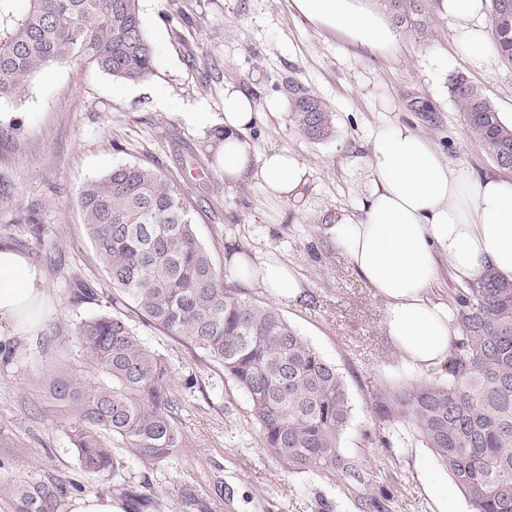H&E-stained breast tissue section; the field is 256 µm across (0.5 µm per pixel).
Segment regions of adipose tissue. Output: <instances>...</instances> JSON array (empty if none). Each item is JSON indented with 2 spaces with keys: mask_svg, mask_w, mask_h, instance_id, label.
<instances>
[{
  "mask_svg": "<svg viewBox=\"0 0 512 512\" xmlns=\"http://www.w3.org/2000/svg\"><path fill=\"white\" fill-rule=\"evenodd\" d=\"M310 23L382 46L391 35L382 18L357 0H293ZM446 10L477 66L490 67L494 49L481 20L484 0H447ZM254 102L233 85L224 87V129L216 161L231 180L259 177L282 198L300 193L308 171L295 155L274 149L254 158L248 132ZM369 188L358 217L344 216L330 235L346 252L375 296L405 364L429 375L448 361L453 311L433 300L436 257L444 255L458 280L475 279L484 267L512 278V180L471 179L407 125H384L367 163ZM47 307L43 280L25 258L0 248V337L33 329Z\"/></svg>",
  "mask_w": 512,
  "mask_h": 512,
  "instance_id": "adipose-tissue-1",
  "label": "adipose tissue"
}]
</instances>
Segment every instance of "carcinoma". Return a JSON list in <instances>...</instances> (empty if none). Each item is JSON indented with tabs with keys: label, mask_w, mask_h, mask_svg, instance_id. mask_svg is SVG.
I'll return each mask as SVG.
<instances>
[{
	"label": "carcinoma",
	"mask_w": 512,
	"mask_h": 512,
	"mask_svg": "<svg viewBox=\"0 0 512 512\" xmlns=\"http://www.w3.org/2000/svg\"><path fill=\"white\" fill-rule=\"evenodd\" d=\"M0 0V100L21 96L37 75L75 60L113 79L138 82L153 70L139 0H27L17 11ZM397 26L427 32L438 0H377ZM501 59L512 65V0H489ZM469 132L500 167L512 168V129L493 102L462 74L449 78ZM292 118L305 137L320 141L334 118L319 99H292ZM96 254L121 293L112 310L73 324L84 361L104 380L72 371L40 376L49 403L59 407L80 470L117 471L112 441L146 465L179 448L178 414L185 396L171 368L129 323V313L201 352L245 392L261 439L290 473L352 472L339 440L351 413L345 382L271 304L224 285L194 229L190 203L157 169L117 164L79 193ZM455 331L445 370L436 377L386 386L371 409L402 426L448 469L471 512H512V280L487 266L459 290ZM79 485L63 475L3 478L7 512H66ZM132 512L153 499L124 489Z\"/></svg>",
	"instance_id": "cac0c4a2"
}]
</instances>
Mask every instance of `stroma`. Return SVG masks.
<instances>
[{"instance_id":"stroma-1","label":"stroma","mask_w":512,"mask_h":512,"mask_svg":"<svg viewBox=\"0 0 512 512\" xmlns=\"http://www.w3.org/2000/svg\"><path fill=\"white\" fill-rule=\"evenodd\" d=\"M154 47L150 76L126 83L75 61L34 78L21 98L0 101V114L29 112L33 123L0 125V246L23 255L43 275L51 310L36 330L6 344L0 362V469L16 478L63 473L82 495L121 499L118 484L142 488L154 512H433L426 493L448 483L454 512L471 507L447 468L408 432L374 418L371 395L411 379L389 335L383 304L328 233L356 212L365 189L361 168L372 132L407 124L457 168L512 178L468 131L450 94V73L465 75L512 113V67L473 65L444 6L426 37L391 27L376 47L319 28L292 0H140ZM453 59L451 72L436 64ZM250 96L259 112L249 139L255 154L288 149L308 169L295 199H280L259 178L225 179L213 147L224 112V87ZM322 101L335 117L331 136L306 138L291 118L294 88ZM191 112L211 118L203 127ZM119 163L160 168L192 205L195 231L227 286L271 300L241 277L237 259L279 261L301 285L278 311L346 384L351 417L341 435L343 459L359 472L294 474L262 447L246 394L195 350L132 318L136 333L172 369V384L197 385L179 416L181 446L162 466L123 457L120 477H90L78 467L67 426L39 384L42 366H80L66 326L106 310L112 282L100 264L78 203L81 188Z\"/></svg>"}]
</instances>
